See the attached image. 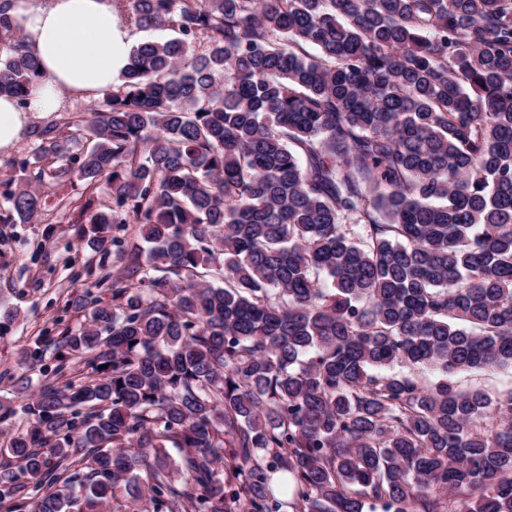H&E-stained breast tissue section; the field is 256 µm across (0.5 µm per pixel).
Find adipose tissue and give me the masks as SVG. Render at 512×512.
Here are the masks:
<instances>
[{
    "label": "adipose tissue",
    "mask_w": 512,
    "mask_h": 512,
    "mask_svg": "<svg viewBox=\"0 0 512 512\" xmlns=\"http://www.w3.org/2000/svg\"><path fill=\"white\" fill-rule=\"evenodd\" d=\"M41 76L26 107L0 95V152L12 150L32 117L55 111L61 92L91 96L120 84L135 32L115 0H14L9 11Z\"/></svg>",
    "instance_id": "ef3b65f1"
}]
</instances>
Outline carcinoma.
Masks as SVG:
<instances>
[{
    "label": "carcinoma",
    "instance_id": "1",
    "mask_svg": "<svg viewBox=\"0 0 512 512\" xmlns=\"http://www.w3.org/2000/svg\"><path fill=\"white\" fill-rule=\"evenodd\" d=\"M123 4L175 36L0 182V224L81 184L117 267L86 264L79 328L24 352L38 396L0 402L27 419L0 512H512V391L449 380L512 367V0Z\"/></svg>",
    "mask_w": 512,
    "mask_h": 512
}]
</instances>
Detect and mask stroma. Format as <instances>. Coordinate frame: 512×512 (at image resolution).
Masks as SVG:
<instances>
[{"label": "stroma", "mask_w": 512, "mask_h": 512, "mask_svg": "<svg viewBox=\"0 0 512 512\" xmlns=\"http://www.w3.org/2000/svg\"><path fill=\"white\" fill-rule=\"evenodd\" d=\"M79 185H65L49 191L50 214L32 224H0V305L15 307L19 317L10 332L0 337V399L14 398V377L23 372L24 349L40 336H55L78 321L65 303L82 294L84 285L76 280L90 260L77 236V227L57 208L59 198H78ZM53 237H46V227ZM463 391L480 390L489 395L512 390V369L467 370L454 375Z\"/></svg>", "instance_id": "35a3bbf8"}]
</instances>
